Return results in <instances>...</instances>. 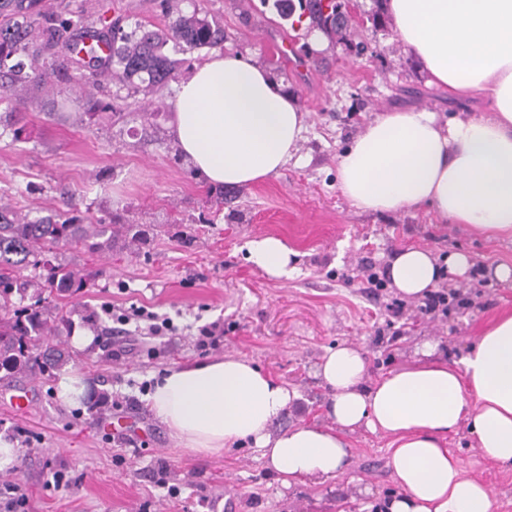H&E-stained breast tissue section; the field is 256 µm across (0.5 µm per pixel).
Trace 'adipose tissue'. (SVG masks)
<instances>
[{"instance_id":"obj_1","label":"adipose tissue","mask_w":512,"mask_h":512,"mask_svg":"<svg viewBox=\"0 0 512 512\" xmlns=\"http://www.w3.org/2000/svg\"><path fill=\"white\" fill-rule=\"evenodd\" d=\"M396 36L419 61L428 86L461 102L446 116L393 108L346 147L337 184L357 208L393 213L426 206L442 220L512 238V0H384ZM171 122L180 151L212 184L227 188L277 174L296 150L306 115L262 68L233 52L213 53L176 89ZM250 260L277 278L297 270V253L267 236L248 242ZM470 260L442 259L410 246L393 254L388 274L403 298H424L446 273L466 276ZM366 384L360 348L323 356L317 375L332 391L331 428L271 426L292 402L286 388L244 357L167 369L148 398L179 445L222 454L251 442L283 486L342 473L345 433L390 436L389 464L401 488L384 512H494L489 488L467 476L446 448L467 424L481 455L512 467V312L498 316L455 363L435 360Z\"/></svg>"}]
</instances>
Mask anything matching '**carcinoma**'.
Returning <instances> with one entry per match:
<instances>
[{"instance_id": "carcinoma-1", "label": "carcinoma", "mask_w": 512, "mask_h": 512, "mask_svg": "<svg viewBox=\"0 0 512 512\" xmlns=\"http://www.w3.org/2000/svg\"><path fill=\"white\" fill-rule=\"evenodd\" d=\"M273 2L277 15L291 22L308 20L307 28L319 30L330 38L347 39L353 27L348 0H263ZM39 0H0V64L23 54L29 61L8 71L0 70V89L13 92L51 83L57 67L67 60L86 56L102 67L75 78L76 87L88 93L101 81H112L122 88L145 96H157L174 77L176 60L169 51L207 47L224 43V29L198 10L184 13L179 4H168L174 19L165 29H150L141 23L125 30L112 23L101 42L85 41L89 31L81 14L59 13L39 21ZM80 223L75 216L55 214L31 222L0 208V307L13 305V298L24 296L32 287L24 270L28 266H50L45 282L61 296L87 286L91 274L66 265H50L46 254L60 245L80 247L95 253L102 245L92 242L101 230ZM48 332V311L41 299L9 318L0 319V372L12 377L21 372L50 373L67 362L64 350L51 347L35 356L29 343H37Z\"/></svg>"}]
</instances>
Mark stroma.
I'll list each match as a JSON object with an SVG mask.
<instances>
[{
  "mask_svg": "<svg viewBox=\"0 0 512 512\" xmlns=\"http://www.w3.org/2000/svg\"><path fill=\"white\" fill-rule=\"evenodd\" d=\"M47 11L85 13L90 29L125 18L153 28L169 19L160 0H44ZM184 10L201 9L224 28V46L266 69L307 114L306 130L291 159L276 175L257 183L224 188L205 182L183 157L169 127L174 86L160 100L120 90L75 99L74 78L65 71L43 90L24 94L17 110L0 104V204L34 220L72 204L89 222L109 227L112 243L90 254L67 246L54 257L76 269L96 270L86 288L59 297L43 287L47 308L68 314L52 327L46 343L69 361L49 374L0 379V441L16 451L0 470V498L22 484L28 512H361L399 494L388 465L389 437L361 428L348 434L349 456L342 475L322 482L283 487L249 444L221 455L179 446L150 412L139 387L171 367L243 356L297 390L299 397L274 424L283 430L300 422L329 425L330 390L316 367L331 348L353 344L367 360V378L418 363L416 346L438 344V358L457 359L494 321L512 310V282L489 279L466 306L446 319L414 322L413 305L402 316L388 306L395 288L372 293L359 269L374 265L386 276L394 253L423 246L434 254L462 252L472 265H512V239L488 237L464 224L441 220L429 208L378 214L355 208L337 186V160L367 122L390 108L448 112L453 105L427 87L420 64L397 40L393 22L373 27L365 15L378 0H353L363 54L322 33L291 29L261 0H184ZM295 35L305 72L289 69L272 55L271 42ZM68 101L67 119L55 115ZM113 102L117 116L101 110ZM143 226L147 239L130 243L123 225ZM273 236L298 252V272L274 278L248 259L247 242ZM146 305L170 316L176 334L139 337L143 354L113 359L124 343L100 307ZM229 324L219 346L194 345L198 326ZM92 338L75 349L71 336ZM154 356H146L147 348ZM82 377L86 398L75 408L60 404L56 391L68 375ZM31 391L26 411L14 410L9 389ZM123 396L121 410L108 401ZM139 419L145 438L113 441L104 424L117 413ZM466 473L492 492L497 512H512V468L487 461L467 428L448 439ZM65 473L67 485L53 483ZM180 489L170 499L167 486Z\"/></svg>",
  "mask_w": 512,
  "mask_h": 512,
  "instance_id": "stroma-1",
  "label": "stroma"
}]
</instances>
